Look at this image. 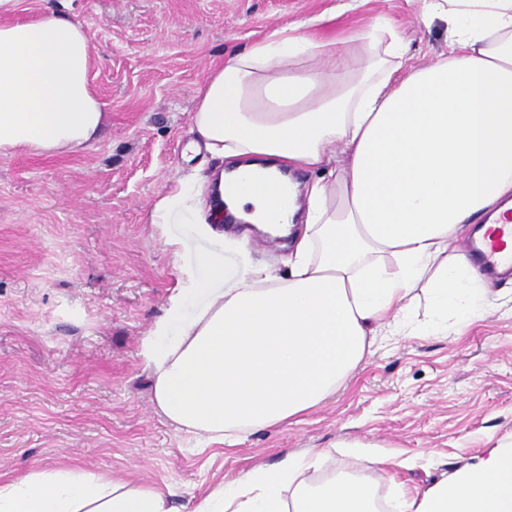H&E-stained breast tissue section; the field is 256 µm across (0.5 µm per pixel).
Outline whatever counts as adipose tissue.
Masks as SVG:
<instances>
[{
  "label": "adipose tissue",
  "mask_w": 512,
  "mask_h": 512,
  "mask_svg": "<svg viewBox=\"0 0 512 512\" xmlns=\"http://www.w3.org/2000/svg\"><path fill=\"white\" fill-rule=\"evenodd\" d=\"M447 25V51L416 64L406 36L375 18L348 63L335 40L276 31L210 70L191 113L189 151L235 166L196 179V223L247 216L294 234L284 269L251 264L224 287L222 255L184 316L172 298L148 348L156 408L229 446L320 407L376 344L425 304L431 322L483 316L482 276L458 247L469 225L512 195V0H423ZM0 0V157L92 149L106 123L90 81L87 30L55 11L17 19ZM320 171L298 188L282 166ZM332 449L284 453L207 494L193 512H381L372 482L313 475ZM171 491L79 467L0 480V512H173ZM391 512H512V442Z\"/></svg>",
  "instance_id": "adipose-tissue-1"
}]
</instances>
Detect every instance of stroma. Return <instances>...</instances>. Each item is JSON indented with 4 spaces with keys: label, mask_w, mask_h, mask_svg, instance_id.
Returning a JSON list of instances; mask_svg holds the SVG:
<instances>
[{
    "label": "stroma",
    "mask_w": 512,
    "mask_h": 512,
    "mask_svg": "<svg viewBox=\"0 0 512 512\" xmlns=\"http://www.w3.org/2000/svg\"><path fill=\"white\" fill-rule=\"evenodd\" d=\"M20 18L47 7L87 29L91 83L108 119L77 155L0 158V479L80 466L173 490L176 512L284 452L335 447L318 478L342 469L374 479L380 500L474 466L512 439V274L488 279V312L466 327L425 326L379 348L317 410L258 429L229 448L158 413L145 351L172 294L189 292L200 254L224 257L229 278L285 249L240 250L191 215L155 224V204L193 172L189 117L213 65L273 30L313 20L344 39L378 16L410 38L415 62L445 48L423 0H22ZM360 439L369 447L345 449Z\"/></svg>",
    "instance_id": "35a3bbf8"
}]
</instances>
